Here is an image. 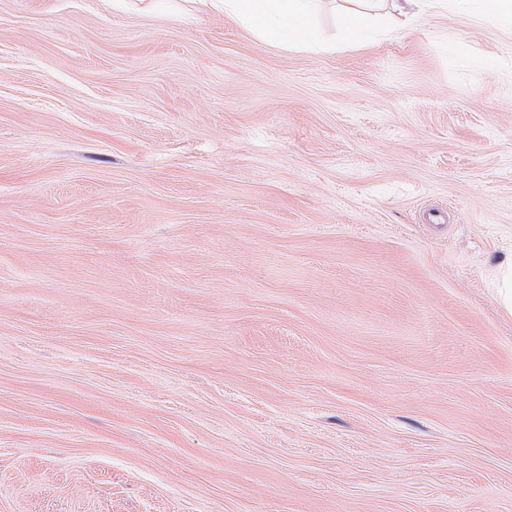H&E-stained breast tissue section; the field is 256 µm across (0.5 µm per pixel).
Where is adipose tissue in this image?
I'll return each mask as SVG.
<instances>
[{
  "label": "adipose tissue",
  "mask_w": 512,
  "mask_h": 512,
  "mask_svg": "<svg viewBox=\"0 0 512 512\" xmlns=\"http://www.w3.org/2000/svg\"><path fill=\"white\" fill-rule=\"evenodd\" d=\"M200 15L224 14L262 41L285 50L314 54L335 51L337 44L359 46L387 33L378 0H343L336 39L315 24L320 0H193Z\"/></svg>",
  "instance_id": "ef3b65f1"
}]
</instances>
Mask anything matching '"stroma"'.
<instances>
[{
    "instance_id": "stroma-1",
    "label": "stroma",
    "mask_w": 512,
    "mask_h": 512,
    "mask_svg": "<svg viewBox=\"0 0 512 512\" xmlns=\"http://www.w3.org/2000/svg\"><path fill=\"white\" fill-rule=\"evenodd\" d=\"M193 8L0 0V512H512V35ZM322 0H193L195 12L224 14L264 42L284 50L314 54L334 52L336 38L328 39L315 25ZM384 0H341L338 23V43L343 45H364L384 33L395 29L388 27L386 16L377 6ZM497 299L501 307L512 314V260L499 267Z\"/></svg>"
}]
</instances>
